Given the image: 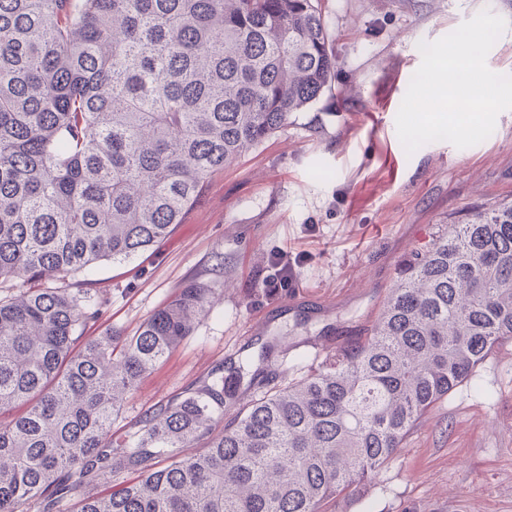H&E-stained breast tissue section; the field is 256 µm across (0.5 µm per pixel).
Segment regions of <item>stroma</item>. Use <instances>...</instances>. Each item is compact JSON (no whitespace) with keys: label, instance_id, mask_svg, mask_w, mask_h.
<instances>
[{"label":"stroma","instance_id":"1","mask_svg":"<svg viewBox=\"0 0 512 512\" xmlns=\"http://www.w3.org/2000/svg\"><path fill=\"white\" fill-rule=\"evenodd\" d=\"M485 9L508 22L486 63L512 75V0H323L332 93L217 173L165 240L80 274L100 302L92 332L133 334L188 282L212 290L193 333L140 379L115 434L213 373L257 363L271 336L288 339L275 358L286 379L306 375L322 362V344L363 335L399 270L449 218L512 201V110L465 149L436 141L409 154L396 131L419 43ZM278 253L292 260L294 279L270 296L263 280ZM328 509L512 512V343L417 422L364 492Z\"/></svg>","mask_w":512,"mask_h":512}]
</instances>
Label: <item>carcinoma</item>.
<instances>
[{"label":"carcinoma","mask_w":512,"mask_h":512,"mask_svg":"<svg viewBox=\"0 0 512 512\" xmlns=\"http://www.w3.org/2000/svg\"><path fill=\"white\" fill-rule=\"evenodd\" d=\"M335 78L321 0H0V284L47 283L0 298V411L27 406L0 424V512H325L512 341V202L475 205L305 377L275 384V338L113 437L211 289L185 284L127 336L84 332L93 298L54 282L166 238Z\"/></svg>","instance_id":"obj_1"}]
</instances>
